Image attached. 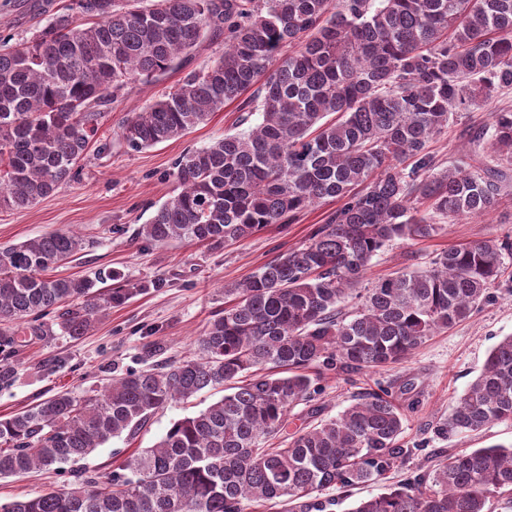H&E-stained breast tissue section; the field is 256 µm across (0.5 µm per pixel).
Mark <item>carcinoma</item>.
<instances>
[{"mask_svg": "<svg viewBox=\"0 0 512 512\" xmlns=\"http://www.w3.org/2000/svg\"><path fill=\"white\" fill-rule=\"evenodd\" d=\"M221 35L224 54L132 113L120 139L133 151L153 147L236 100L247 128L183 154L179 192L138 235L216 250L328 198L342 204L310 242L224 289L197 354L0 419L2 478L74 461L135 434L176 399L222 392L122 472L79 473L68 488L0 503V512H244L246 501L276 499L285 512H323L322 491L372 481L410 449L383 390L283 435L288 412L318 392L309 370H382L508 286L507 238L360 284L386 243L432 238L442 223L484 215L509 196L512 112L493 113L491 162L477 172L465 161L436 167L426 145L454 114L512 87V0H70L30 38L0 40V204L53 194L112 99ZM84 248L71 231L0 246V387L13 380L19 323L50 336L43 317L62 307L59 327L79 337L145 289L118 272L106 294L88 278L46 275ZM502 421H512V336L491 348L437 432ZM509 495L512 444L494 445L450 455L351 512H491Z\"/></svg>", "mask_w": 512, "mask_h": 512, "instance_id": "obj_1", "label": "carcinoma"}]
</instances>
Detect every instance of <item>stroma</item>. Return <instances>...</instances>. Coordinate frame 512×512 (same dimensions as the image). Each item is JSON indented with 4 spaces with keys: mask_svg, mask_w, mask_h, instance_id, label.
I'll return each mask as SVG.
<instances>
[{
    "mask_svg": "<svg viewBox=\"0 0 512 512\" xmlns=\"http://www.w3.org/2000/svg\"><path fill=\"white\" fill-rule=\"evenodd\" d=\"M38 0H0V36L29 38L47 14ZM224 51L223 40H202L180 66L156 81L136 84L104 113L77 179L27 207L0 206V244H18L55 230L82 235L85 249L55 269L58 277H95L112 271L145 284L126 303L112 307L93 322L84 336L59 332L44 338L20 337L12 359L13 384L0 390V418L36 404L60 391L83 394L98 390L130 370L179 360L194 352L212 313L224 306L225 286L242 281L279 253L307 242L337 207L327 201L309 208L290 224H272L240 243L220 250L202 244L172 242L153 245L138 237L141 224L177 192L175 161L240 129L237 104L225 105L183 137L138 151L119 138L132 112L141 110L175 87L192 71L209 66ZM512 106V88L499 90L486 103L450 121L447 131L428 145L441 163L457 162L470 153L474 131L489 125L492 112ZM512 239V209L463 218L425 240H397L372 261L367 281L410 266L421 268L443 250L494 238ZM163 287H154V280ZM512 336V291L494 288L471 317L440 331L407 359L351 381L329 371L320 379L315 400L296 406L288 416L289 430L336 416L357 393L387 389L404 417L403 443L410 456L375 482L323 492L325 512H350L360 500L402 485L409 475L436 466L461 449L512 442V422L448 438L436 425L455 407L479 373L491 347ZM213 392L179 400L159 410L135 435L111 439L75 463L0 478V501L36 496L72 484L76 471L97 477L119 471L140 450L153 447L172 423L208 406Z\"/></svg>",
    "mask_w": 512,
    "mask_h": 512,
    "instance_id": "obj_1",
    "label": "stroma"
}]
</instances>
